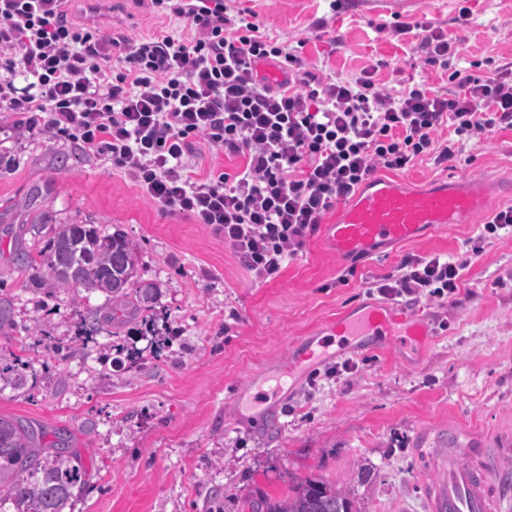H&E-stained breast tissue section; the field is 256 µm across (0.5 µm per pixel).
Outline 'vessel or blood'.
Instances as JSON below:
<instances>
[{"mask_svg": "<svg viewBox=\"0 0 512 512\" xmlns=\"http://www.w3.org/2000/svg\"><path fill=\"white\" fill-rule=\"evenodd\" d=\"M486 184L468 177L443 180L429 190L410 189L397 179H369L336 223L326 225L323 244L341 258L358 261L379 256L387 244L421 240L426 232L451 224H473L485 211ZM395 334L419 343L430 334L420 316L389 306H374L329 321L297 348L340 344L372 347L375 336ZM439 478L429 491V512H499L486 451L457 443L436 451Z\"/></svg>", "mask_w": 512, "mask_h": 512, "instance_id": "1", "label": "vessel or blood"}]
</instances>
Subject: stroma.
I'll return each instance as SVG.
<instances>
[{
	"instance_id": "stroma-1",
	"label": "stroma",
	"mask_w": 512,
	"mask_h": 512,
	"mask_svg": "<svg viewBox=\"0 0 512 512\" xmlns=\"http://www.w3.org/2000/svg\"><path fill=\"white\" fill-rule=\"evenodd\" d=\"M224 3L231 15L254 11L322 75L372 68L390 88L410 78L446 89L447 74L413 63L409 41L390 31L395 21H432L460 38L459 67L512 61V0H343L336 12L328 0ZM463 5L470 15L460 24ZM68 17L104 36L180 26L154 13L150 0H105L94 14L83 0H70ZM456 148L460 165L447 170L426 160L401 180L425 189L460 175L512 178V131ZM0 155L9 162L0 170V202L42 186L41 206L54 223L124 232L137 247L136 281L161 290L152 310L72 358L30 349L33 323L49 336H74L77 314L105 296L29 291L14 259L21 242L0 224V298L13 323L0 334V357L26 354L40 375L37 387L1 390L0 415L75 434L94 470L74 512H252L260 494H287L307 478L348 484L357 512H427L438 478L434 450L451 433L486 448L496 465L493 484L512 492V230L452 224L352 266L316 234L265 281L246 273L210 227L163 211L68 136L22 133L0 119ZM407 253L471 259L443 302L409 305L432 327L424 344L404 349L390 341L333 355L298 382L283 379L273 411L238 412L234 393L259 371L284 369L292 340L351 309L383 304L367 281ZM232 310L238 318L225 325Z\"/></svg>"
}]
</instances>
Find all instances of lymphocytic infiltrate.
<instances>
[{"instance_id":"obj_1","label":"lymphocytic infiltrate","mask_w":512,"mask_h":512,"mask_svg":"<svg viewBox=\"0 0 512 512\" xmlns=\"http://www.w3.org/2000/svg\"><path fill=\"white\" fill-rule=\"evenodd\" d=\"M151 2L184 31L103 37L69 22L67 0H0V115L107 158L163 210L211 226L257 279L276 278L378 170L459 162L443 131H512V62L484 75L452 69L457 42L441 25L392 32L418 33L425 65L447 72L449 88L394 93L370 69L319 75L251 11L228 16L224 0ZM265 64L278 75L262 74ZM19 74L31 83L17 87ZM199 139L243 165L200 175ZM470 263L407 254L371 285L395 301L440 300Z\"/></svg>"}]
</instances>
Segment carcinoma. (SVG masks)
Segmentation results:
<instances>
[{
  "instance_id": "carcinoma-1",
  "label": "carcinoma",
  "mask_w": 512,
  "mask_h": 512,
  "mask_svg": "<svg viewBox=\"0 0 512 512\" xmlns=\"http://www.w3.org/2000/svg\"><path fill=\"white\" fill-rule=\"evenodd\" d=\"M40 196L39 186L28 193L22 217L32 246L16 251L18 270L29 273V282L38 289L49 282L57 288L101 292L115 303L104 313L82 312L75 339L50 341L48 348L67 358L108 331L107 324L116 323L127 306L150 310L159 288L132 282L136 247L127 236L118 231L104 235L92 224H54L49 211L34 205ZM38 378L21 356L0 365V390ZM87 474L69 430H36L19 417L0 416V512H66L84 489ZM259 505L260 512H355L347 487L318 478L298 482L282 497L264 496Z\"/></svg>"
}]
</instances>
